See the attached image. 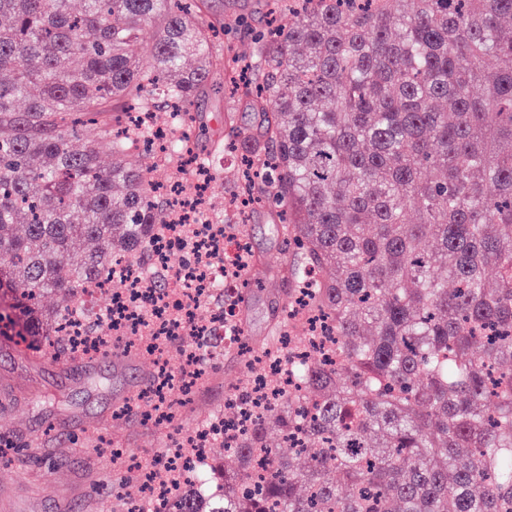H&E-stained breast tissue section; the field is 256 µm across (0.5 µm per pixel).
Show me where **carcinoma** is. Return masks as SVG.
Masks as SVG:
<instances>
[{
    "instance_id": "obj_1",
    "label": "carcinoma",
    "mask_w": 512,
    "mask_h": 512,
    "mask_svg": "<svg viewBox=\"0 0 512 512\" xmlns=\"http://www.w3.org/2000/svg\"><path fill=\"white\" fill-rule=\"evenodd\" d=\"M278 2L240 56L212 45L224 0H0V291L26 350L75 361L61 324L84 285L141 264L167 223L154 173L182 143L163 165L132 149L130 111L192 124L228 87L214 151L275 210L288 284L247 343L312 339L301 296L334 358L288 360L298 386L169 512H512V0ZM87 123L97 140L74 145Z\"/></svg>"
}]
</instances>
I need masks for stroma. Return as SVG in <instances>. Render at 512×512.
Returning a JSON list of instances; mask_svg holds the SVG:
<instances>
[{
  "label": "stroma",
  "instance_id": "obj_1",
  "mask_svg": "<svg viewBox=\"0 0 512 512\" xmlns=\"http://www.w3.org/2000/svg\"><path fill=\"white\" fill-rule=\"evenodd\" d=\"M221 46L263 29L272 17L269 0H235ZM224 102L212 95L198 108L196 149L224 133ZM276 217L254 209L238 228L252 254L275 258L280 249ZM288 299L282 282H265L248 302L246 332L266 335ZM148 359L125 357L112 363L52 362L25 351L10 322L0 321V439L18 446L16 461L0 465V512H114L113 486L127 471L112 449L127 448L150 461L170 451L177 433L196 428L202 412L223 406L227 384L241 371L226 354L210 365L192 398L170 424L144 421L126 405L149 382Z\"/></svg>",
  "mask_w": 512,
  "mask_h": 512
}]
</instances>
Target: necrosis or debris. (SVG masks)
Instances as JSON below:
<instances>
[{
	"label": "necrosis or debris",
	"mask_w": 512,
	"mask_h": 512,
	"mask_svg": "<svg viewBox=\"0 0 512 512\" xmlns=\"http://www.w3.org/2000/svg\"><path fill=\"white\" fill-rule=\"evenodd\" d=\"M209 178V169L192 167L186 185L173 188L169 194L171 222L152 247L153 266L167 273L166 288L152 287L150 274L143 270L126 269L127 286L113 292L109 327L103 334L89 335L78 314L66 323L64 331L77 353H93L110 346L119 336L146 337V347L152 350L188 334L242 350V331L236 320L217 313L202 320L195 314L213 294L223 293L230 302L241 295L242 271L249 255L231 225L206 218ZM252 364L256 373L249 381L246 399L232 394L225 398L236 408L235 417L216 414L203 426L181 434L176 451L157 457L151 465H143L136 454H129L128 463L140 476L143 496L128 502L126 512H164L173 481L197 477L216 440L234 447L254 421L295 384L278 355L253 358Z\"/></svg>",
	"instance_id": "4bbe7bcc"
}]
</instances>
